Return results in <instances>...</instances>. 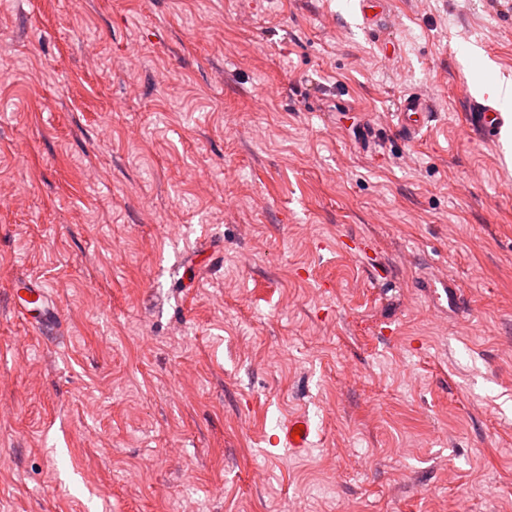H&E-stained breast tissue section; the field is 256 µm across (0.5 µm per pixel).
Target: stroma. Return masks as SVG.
<instances>
[{
    "label": "stroma",
    "mask_w": 512,
    "mask_h": 512,
    "mask_svg": "<svg viewBox=\"0 0 512 512\" xmlns=\"http://www.w3.org/2000/svg\"><path fill=\"white\" fill-rule=\"evenodd\" d=\"M503 79L512 0H0V512H512ZM389 0H358L361 28L364 32L376 33L383 23V16L389 10ZM432 107L422 96L413 94L403 97L394 114L396 126L409 137L422 132L431 121ZM469 112L474 113V123L483 132H492V137L500 135L503 126H512V114L506 113V124L503 111L498 103L489 102L488 96L481 101L473 100L472 108ZM27 281L26 278H16L13 284V294L24 298H38L39 304L34 309L29 310L38 312V316H33V322L38 327L48 328L53 326L58 318L53 303L43 288ZM296 429L300 434H295ZM311 434V425L309 419L305 416L295 417L284 423L280 427L279 434L275 435L277 444L282 443L288 448H307L308 440Z\"/></svg>",
    "instance_id": "stroma-1"
}]
</instances>
